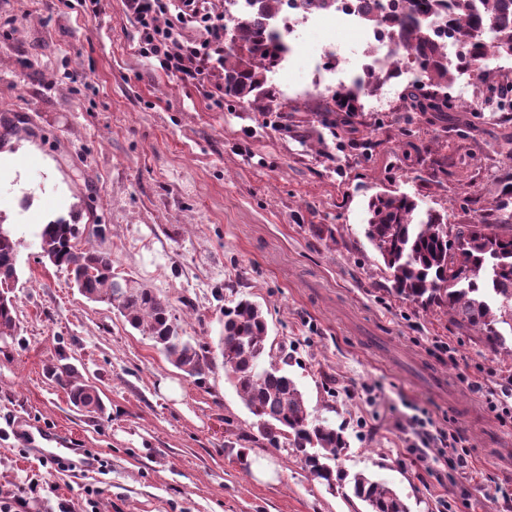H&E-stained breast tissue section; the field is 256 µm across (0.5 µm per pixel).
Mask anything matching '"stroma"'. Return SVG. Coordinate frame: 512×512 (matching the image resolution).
I'll use <instances>...</instances> for the list:
<instances>
[{"instance_id":"obj_1","label":"stroma","mask_w":512,"mask_h":512,"mask_svg":"<svg viewBox=\"0 0 512 512\" xmlns=\"http://www.w3.org/2000/svg\"><path fill=\"white\" fill-rule=\"evenodd\" d=\"M334 39L358 34L311 31L270 79L269 118L140 55L125 0L96 17L80 0H0V117L22 118L0 148V217L19 242L17 337L0 341V494H22L14 512H365L263 438L222 365L185 374L43 262L38 232L58 215L105 225L116 271L166 297L211 357L225 296L259 303L309 412L349 442L334 469L386 483L409 512H512V419L484 396L512 380V361L397 296L364 233L384 190L476 221L465 200H492L512 175V127L410 124L399 101L356 114L350 133L324 124L327 90H312L306 56ZM76 71L87 83H72ZM55 363L94 383L103 414L70 404L47 376ZM23 419L100 466L44 464L15 431ZM425 422L463 439L467 468L419 460Z\"/></svg>"}]
</instances>
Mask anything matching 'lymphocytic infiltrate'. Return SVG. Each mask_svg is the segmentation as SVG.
<instances>
[{
    "instance_id": "1",
    "label": "lymphocytic infiltrate",
    "mask_w": 512,
    "mask_h": 512,
    "mask_svg": "<svg viewBox=\"0 0 512 512\" xmlns=\"http://www.w3.org/2000/svg\"><path fill=\"white\" fill-rule=\"evenodd\" d=\"M139 29L138 51L186 82L222 71L224 16L212 0H126Z\"/></svg>"
}]
</instances>
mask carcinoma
<instances>
[{
  "instance_id": "cac0c4a2",
  "label": "carcinoma",
  "mask_w": 512,
  "mask_h": 512,
  "mask_svg": "<svg viewBox=\"0 0 512 512\" xmlns=\"http://www.w3.org/2000/svg\"><path fill=\"white\" fill-rule=\"evenodd\" d=\"M405 18L372 10L357 2L367 28H383L404 59L419 66L426 84L403 88L402 99L411 113L437 121L450 112L477 109L458 104L448 95L456 69L472 67L487 49L503 57L512 51V0H407ZM280 0H248L249 12L234 24L232 44L224 50V100L263 109L273 102L268 73L284 51L281 37L266 22L274 17ZM448 9L457 20V59L436 40L430 18ZM491 29L494 44L486 47L481 31ZM395 77L392 70L366 72L351 85L336 90L325 112H342L346 118L363 111L362 99ZM512 179L501 182L495 201L500 216L495 221L480 216L472 224H450L439 211L416 215L414 198L397 191L370 197L365 236L390 271L396 293L423 307L443 309L461 328L480 336L486 347L512 359L499 325L512 328ZM96 225L82 228L58 216L43 225L41 256L72 276L81 294L91 301H119V313L134 329L148 336L167 359L190 376L210 367L205 350L184 339L183 329L165 297L134 279H125L113 269L111 250L91 243L101 238ZM19 243L7 227L0 228V340L17 332V302L12 289L19 281ZM222 365L247 409L257 418L260 434L275 447H289L309 474L329 490L336 488V475L329 462L348 448L342 432L309 418L297 382L272 357L268 323L258 304L245 297L224 300L220 338ZM47 374L79 411L99 413L103 404L97 388L69 364H54ZM351 491L367 512H408L404 501L385 483L363 473L350 479Z\"/></svg>"
}]
</instances>
